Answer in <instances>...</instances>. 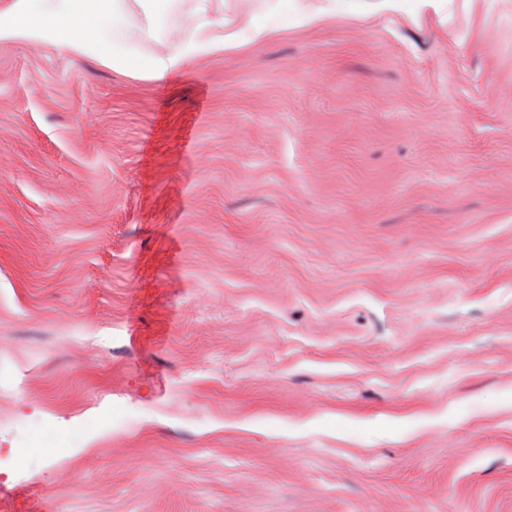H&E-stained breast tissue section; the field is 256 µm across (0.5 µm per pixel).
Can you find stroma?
Returning <instances> with one entry per match:
<instances>
[{"mask_svg": "<svg viewBox=\"0 0 512 512\" xmlns=\"http://www.w3.org/2000/svg\"><path fill=\"white\" fill-rule=\"evenodd\" d=\"M310 2L0 39V512H512V0ZM100 44L104 48L103 59L106 62L112 60L114 64L115 62L122 61L132 69H146L155 76L164 75L172 65V59L169 56H156L148 63L144 64L136 58L123 55L114 45L111 48L104 39L100 40Z\"/></svg>", "mask_w": 512, "mask_h": 512, "instance_id": "stroma-1", "label": "stroma"}]
</instances>
